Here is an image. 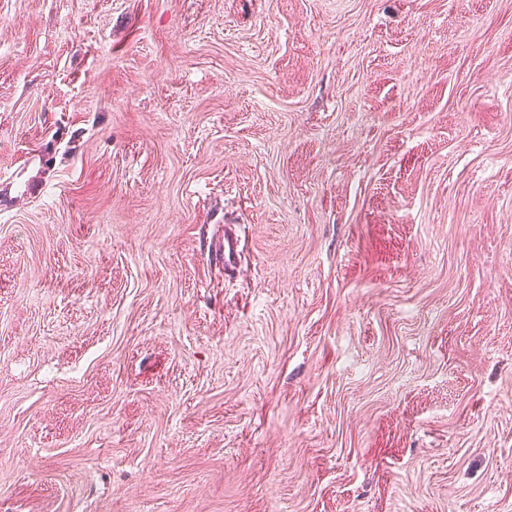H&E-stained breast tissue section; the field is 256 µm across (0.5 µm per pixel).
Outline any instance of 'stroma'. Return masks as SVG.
Wrapping results in <instances>:
<instances>
[{"mask_svg": "<svg viewBox=\"0 0 512 512\" xmlns=\"http://www.w3.org/2000/svg\"><path fill=\"white\" fill-rule=\"evenodd\" d=\"M1 171L0 512H512V0H0ZM215 255L224 264V275L234 277L237 273L242 253L241 239L235 224L224 225L223 234L216 238Z\"/></svg>", "mask_w": 512, "mask_h": 512, "instance_id": "1", "label": "stroma"}]
</instances>
